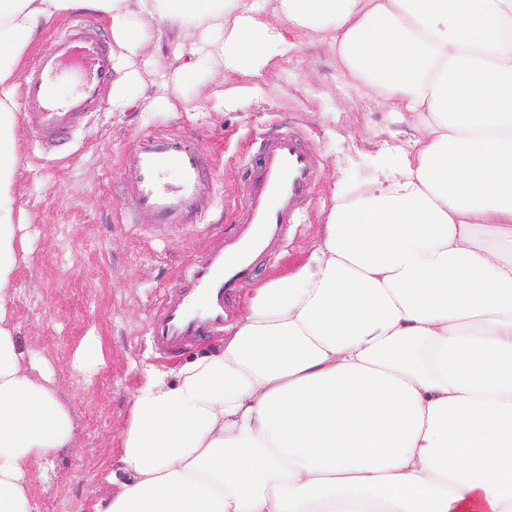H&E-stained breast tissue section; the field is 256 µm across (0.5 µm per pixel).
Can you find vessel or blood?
I'll return each instance as SVG.
<instances>
[{
    "instance_id": "vessel-or-blood-1",
    "label": "vessel or blood",
    "mask_w": 512,
    "mask_h": 512,
    "mask_svg": "<svg viewBox=\"0 0 512 512\" xmlns=\"http://www.w3.org/2000/svg\"><path fill=\"white\" fill-rule=\"evenodd\" d=\"M70 64L82 69L83 81L73 97L54 101L47 83ZM113 75L112 53L90 24L75 22L52 37L20 92L24 117L42 151L67 143L80 120L98 109ZM207 163L201 145L187 136H140L136 163L125 173L136 188L137 210L152 214L163 231H205L202 217L212 194ZM169 168L179 172L178 182L170 186L160 181ZM318 178L317 156L301 136L288 131L264 140L242 201L244 223L232 236L215 240L205 260L186 275V287L167 293L148 323L159 353L174 356L204 337L223 333L233 297L253 279L271 245L287 240L293 216Z\"/></svg>"
}]
</instances>
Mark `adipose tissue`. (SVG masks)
Segmentation results:
<instances>
[{"label":"adipose tissue","instance_id":"ef3b65f1","mask_svg":"<svg viewBox=\"0 0 512 512\" xmlns=\"http://www.w3.org/2000/svg\"><path fill=\"white\" fill-rule=\"evenodd\" d=\"M76 11L143 60L113 111L161 47L179 82L258 76L301 32L410 129L383 177L334 193L299 266L247 290L223 346L149 376L105 512H512V0H0V512H34L30 460L73 441L8 309L18 68Z\"/></svg>","mask_w":512,"mask_h":512}]
</instances>
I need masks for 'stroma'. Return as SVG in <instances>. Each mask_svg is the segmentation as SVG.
Here are the masks:
<instances>
[{
    "label": "stroma",
    "instance_id": "obj_1",
    "mask_svg": "<svg viewBox=\"0 0 512 512\" xmlns=\"http://www.w3.org/2000/svg\"><path fill=\"white\" fill-rule=\"evenodd\" d=\"M256 84L262 94L253 93ZM227 85L238 92L217 105L214 94ZM129 94L134 108L116 112L103 100L72 141L51 154L40 153L26 123L17 126L20 163L13 181L24 222L16 231L13 320L21 341L51 364L76 423L75 447L33 465L37 512H103L121 489L112 479L121 468L120 434L146 370L179 369L223 344V336H211L167 359L154 350L147 324L164 294L179 287L178 273L207 253L215 233L240 223L249 160L261 139L288 130L306 136L320 175L287 242L259 268L257 286L310 253L337 189L358 188L377 175L381 144L374 128L388 122L373 105L346 95L335 57L305 40L256 80L225 79L217 66L198 87L136 85ZM143 133L193 136L216 159L210 233L162 234L136 211L135 190L121 173L134 165ZM91 330L102 340L106 364L86 387L70 359Z\"/></svg>",
    "mask_w": 512,
    "mask_h": 512
}]
</instances>
